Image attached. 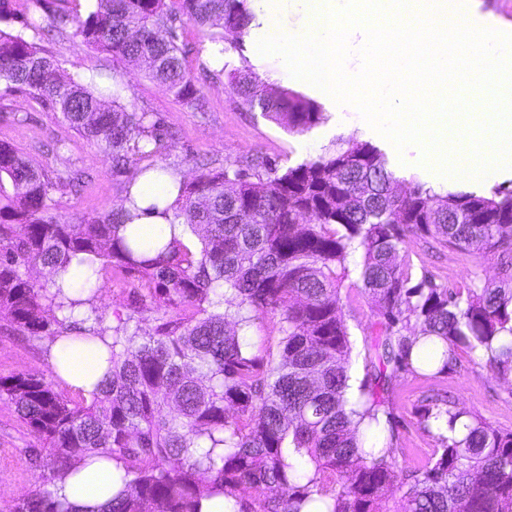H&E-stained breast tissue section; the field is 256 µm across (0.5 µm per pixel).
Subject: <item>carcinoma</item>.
I'll return each mask as SVG.
<instances>
[{
  "mask_svg": "<svg viewBox=\"0 0 512 512\" xmlns=\"http://www.w3.org/2000/svg\"><path fill=\"white\" fill-rule=\"evenodd\" d=\"M86 15L52 10L47 25L74 27L81 42L145 72L198 112L207 99L187 71L175 21L210 30L213 62L224 34L252 21L249 0H92ZM0 83L22 91L68 127L97 142L116 170L161 142L149 112L58 75L54 56L20 32L0 28ZM238 98L303 133L323 113L304 96L261 88L256 72L234 76ZM83 171L50 170L0 142V312L14 331L53 344L98 340L111 367L86 398L55 373L0 378L39 447L30 464L42 487L0 512H71L55 482L94 461H114L109 512H202L224 498V512H512V432L428 395L419 421L439 448L413 471L390 448H366L360 430L380 423L398 373L437 377L460 351H481L500 377L512 376V190L444 193L417 181L394 189L380 150L353 142L280 170L252 164L205 168L179 183L175 218L197 242L176 235L145 241L124 205L105 216L61 223L53 195ZM430 237L475 261L494 256L499 272L481 287L449 288L412 277L406 239ZM362 252L360 289L379 317L367 344L370 370L349 402L350 333L340 284L350 251ZM91 269L80 288L56 280L72 262ZM46 271L51 287L32 281ZM132 291L133 313L112 324L93 305L107 275ZM152 311L140 332L135 314ZM279 317L276 356L264 359L240 334ZM254 490L247 499L242 492Z\"/></svg>",
  "mask_w": 512,
  "mask_h": 512,
  "instance_id": "cac0c4a2",
  "label": "carcinoma"
}]
</instances>
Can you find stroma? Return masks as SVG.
Returning a JSON list of instances; mask_svg holds the SVG:
<instances>
[{
  "label": "stroma",
  "mask_w": 512,
  "mask_h": 512,
  "mask_svg": "<svg viewBox=\"0 0 512 512\" xmlns=\"http://www.w3.org/2000/svg\"><path fill=\"white\" fill-rule=\"evenodd\" d=\"M12 28L47 46L61 72L78 77L93 87L113 86L124 103L156 114L161 120L163 147L151 158L133 161L123 172H115L98 144L71 130L60 115L48 112L22 92H8L0 86V142L12 143L38 163L62 170L68 166L85 169L90 179L82 187L54 196L53 213L72 221L82 215H104L120 207L124 188L141 168L154 164L188 182L202 168L235 169L239 161L261 156L285 168L352 142L367 141L383 153L386 166L399 179L426 181L413 151L397 152L391 142L378 134H362L364 122L358 110L303 89L302 94L319 104L324 118L308 132L297 135L287 127L268 120L260 107L236 98L230 83L234 73L252 69L273 87L288 88V78L277 59L259 55L257 42L266 16L256 17L249 35L242 41L225 36L224 71L216 73L209 57L208 33L192 24L179 31V45L185 65L206 99L203 112L177 102L145 77L143 71L113 60L81 43L72 27L48 29L46 10L33 0H6ZM67 147L55 151L56 141ZM406 250L414 276L429 274L438 283L455 288L479 286L497 273L496 259L473 261L432 240L410 237ZM360 256L351 254L348 274L341 283L340 307L351 333L353 352L349 362L351 397H358L367 373L366 342L378 328V317L368 296L357 288ZM50 356L46 341H32L10 330L0 319V377L21 373H48ZM439 394L457 407L480 415L504 431H512V377L497 378L487 367L482 353L462 352L458 365L437 379L399 374L389 394V415L380 427L366 430L365 446L392 449L398 468L409 471L422 466L437 442L419 423L418 407L424 396ZM35 440L11 403L0 400V508L38 488L39 471L31 467L27 450Z\"/></svg>",
  "instance_id": "stroma-1"
}]
</instances>
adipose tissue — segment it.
Here are the masks:
<instances>
[{
  "label": "adipose tissue",
  "instance_id": "adipose-tissue-1",
  "mask_svg": "<svg viewBox=\"0 0 512 512\" xmlns=\"http://www.w3.org/2000/svg\"><path fill=\"white\" fill-rule=\"evenodd\" d=\"M179 176L165 175L162 183L152 182L149 175L140 174L133 181L131 195L134 197L139 214L133 220L134 226L145 237L170 230L171 216L152 210L154 197H162L164 205H171L176 199ZM52 366L73 389L91 393L96 384L106 375L109 365L102 353L92 349L71 350L67 341L59 340L52 347ZM116 472L110 461L87 465L78 474L68 477L59 484L58 493L66 498L72 512H103L112 500V480Z\"/></svg>",
  "mask_w": 512,
  "mask_h": 512
}]
</instances>
